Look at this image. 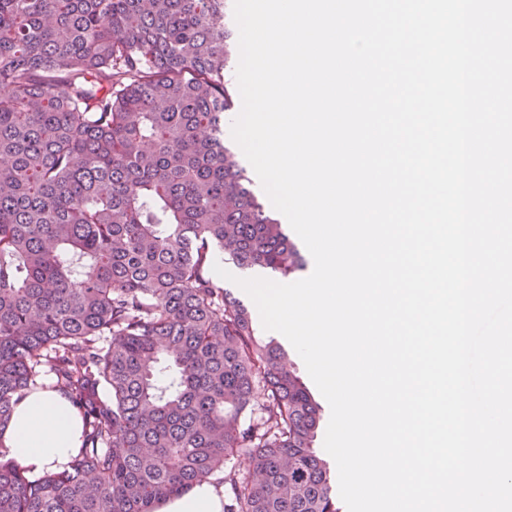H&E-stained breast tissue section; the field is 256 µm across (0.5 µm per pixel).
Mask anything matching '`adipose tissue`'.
I'll use <instances>...</instances> for the list:
<instances>
[{
	"label": "adipose tissue",
	"mask_w": 512,
	"mask_h": 512,
	"mask_svg": "<svg viewBox=\"0 0 512 512\" xmlns=\"http://www.w3.org/2000/svg\"><path fill=\"white\" fill-rule=\"evenodd\" d=\"M81 422L60 394L32 393L21 400L7 433L8 455L27 474L68 466L80 448Z\"/></svg>",
	"instance_id": "obj_1"
}]
</instances>
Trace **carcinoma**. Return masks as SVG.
Returning a JSON list of instances; mask_svg holds the SVG:
<instances>
[{
    "mask_svg": "<svg viewBox=\"0 0 512 512\" xmlns=\"http://www.w3.org/2000/svg\"><path fill=\"white\" fill-rule=\"evenodd\" d=\"M230 13L0 0V512H158L219 473L224 512H339L322 405L212 276L226 245L243 270L307 267L224 140ZM37 389L82 435L30 477L3 440Z\"/></svg>",
    "mask_w": 512,
    "mask_h": 512,
    "instance_id": "obj_1",
    "label": "carcinoma"
}]
</instances>
